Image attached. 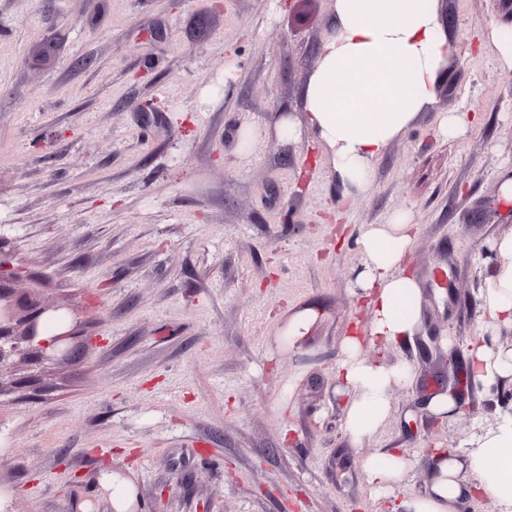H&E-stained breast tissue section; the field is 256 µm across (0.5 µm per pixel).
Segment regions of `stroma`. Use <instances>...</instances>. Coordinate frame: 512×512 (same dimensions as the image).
I'll use <instances>...</instances> for the list:
<instances>
[{
  "instance_id": "35a3bbf8",
  "label": "stroma",
  "mask_w": 512,
  "mask_h": 512,
  "mask_svg": "<svg viewBox=\"0 0 512 512\" xmlns=\"http://www.w3.org/2000/svg\"><path fill=\"white\" fill-rule=\"evenodd\" d=\"M331 0H0V248L17 287L41 283L99 342L50 364L37 393L0 398V512H387L362 463L418 450L398 496L430 482L429 451H465L512 385L460 412L421 411L447 386L482 312L485 248L512 228V74L485 38L512 0H438L451 53L436 105L343 203L303 119ZM235 64L232 90L224 69ZM448 112L477 122L450 137ZM412 213L422 287L414 342L362 357L410 364L379 433L354 440L336 377L362 226ZM320 315L297 340L281 328ZM101 485L103 490L109 493L117 512H125L133 504L135 487L130 479L104 472L101 477Z\"/></svg>"
}]
</instances>
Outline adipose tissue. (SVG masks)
<instances>
[{
  "instance_id": "obj_1",
  "label": "adipose tissue",
  "mask_w": 512,
  "mask_h": 512,
  "mask_svg": "<svg viewBox=\"0 0 512 512\" xmlns=\"http://www.w3.org/2000/svg\"><path fill=\"white\" fill-rule=\"evenodd\" d=\"M450 52L437 0H332L301 102L344 198L372 189L375 163L435 104ZM415 233L410 213L398 211L387 223L364 225L355 239L361 265L353 286L367 302L370 324L343 336L337 377L351 394L344 423L357 439L378 432L392 387L412 375L409 365L371 362L360 350L364 339L386 349L412 341L421 329V288L407 271ZM491 251L494 260L480 289L482 333L468 352L471 377L487 392L512 383V350L487 340L512 327V231L496 238ZM411 463L404 449L382 450L364 464L367 482L375 493L389 492ZM432 471L425 494L395 501L394 512H457L479 492L512 508V414L500 415L477 447L434 455ZM468 472L483 477V484L465 481Z\"/></svg>"
}]
</instances>
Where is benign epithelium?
<instances>
[{
	"mask_svg": "<svg viewBox=\"0 0 512 512\" xmlns=\"http://www.w3.org/2000/svg\"><path fill=\"white\" fill-rule=\"evenodd\" d=\"M17 272L0 251V397L19 389L41 388V372L51 362H71L79 351L76 325L67 304H50L36 291L15 287ZM53 338H43L47 327ZM460 351L453 349L448 363L456 370L450 392L462 397L473 387L457 373Z\"/></svg>",
	"mask_w": 512,
	"mask_h": 512,
	"instance_id": "obj_1",
	"label": "benign epithelium"
}]
</instances>
